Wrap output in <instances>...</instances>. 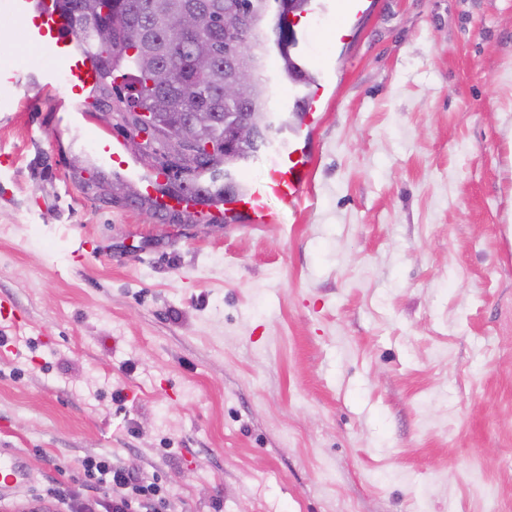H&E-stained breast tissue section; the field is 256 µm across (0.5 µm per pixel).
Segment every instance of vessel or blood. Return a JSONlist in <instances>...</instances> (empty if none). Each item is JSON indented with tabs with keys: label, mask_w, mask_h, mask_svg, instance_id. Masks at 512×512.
<instances>
[{
	"label": "vessel or blood",
	"mask_w": 512,
	"mask_h": 512,
	"mask_svg": "<svg viewBox=\"0 0 512 512\" xmlns=\"http://www.w3.org/2000/svg\"><path fill=\"white\" fill-rule=\"evenodd\" d=\"M367 0H312L307 12L292 18V27H305L310 17L323 13L334 18L329 33L331 41L344 44L354 34L357 19L365 13ZM0 13L23 24L29 49L40 52L34 64L38 85L52 88L64 86L69 101L80 102L86 91L98 81L99 71L90 51L77 47V37L68 17L53 0H0ZM0 117L9 118L19 102L23 87V68L18 63H0ZM324 94L323 86L306 90L302 80L291 81L288 88V108L300 113L302 123L293 131L277 158L265 167V178L243 192L225 196L224 219L234 228L256 227L279 223L281 216L274 211L271 200L283 207L298 209L310 192L314 157L311 148L313 115ZM95 155L99 162L119 168L128 163L121 151L106 138L95 140ZM30 473L16 456L0 454V489L18 491L28 485Z\"/></svg>",
	"instance_id": "obj_1"
}]
</instances>
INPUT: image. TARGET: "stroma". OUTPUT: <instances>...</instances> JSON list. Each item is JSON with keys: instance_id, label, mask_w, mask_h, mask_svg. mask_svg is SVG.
I'll use <instances>...</instances> for the list:
<instances>
[{"instance_id": "35a3bbf8", "label": "stroma", "mask_w": 512, "mask_h": 512, "mask_svg": "<svg viewBox=\"0 0 512 512\" xmlns=\"http://www.w3.org/2000/svg\"><path fill=\"white\" fill-rule=\"evenodd\" d=\"M371 2L310 40L311 198L273 226L146 194L174 156L111 85L0 120V449L32 474L0 512L107 502L101 455L168 512H512V0ZM95 155L101 163L123 169L128 168V163L121 151L106 138L97 137L95 139Z\"/></svg>"}]
</instances>
